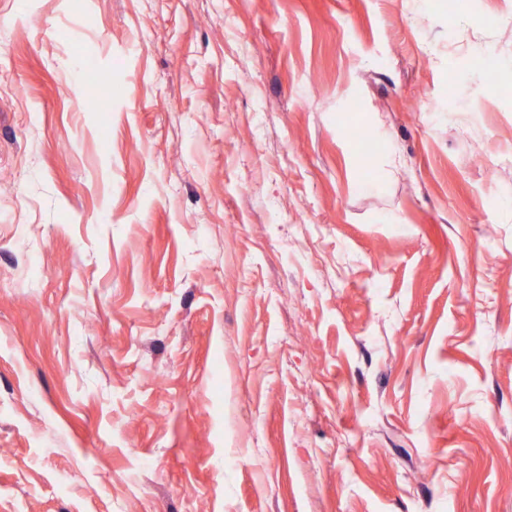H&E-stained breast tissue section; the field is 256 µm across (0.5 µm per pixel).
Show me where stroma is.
I'll return each instance as SVG.
<instances>
[{"instance_id":"35a3bbf8","label":"stroma","mask_w":512,"mask_h":512,"mask_svg":"<svg viewBox=\"0 0 512 512\" xmlns=\"http://www.w3.org/2000/svg\"><path fill=\"white\" fill-rule=\"evenodd\" d=\"M0 512H512V0H0Z\"/></svg>"}]
</instances>
